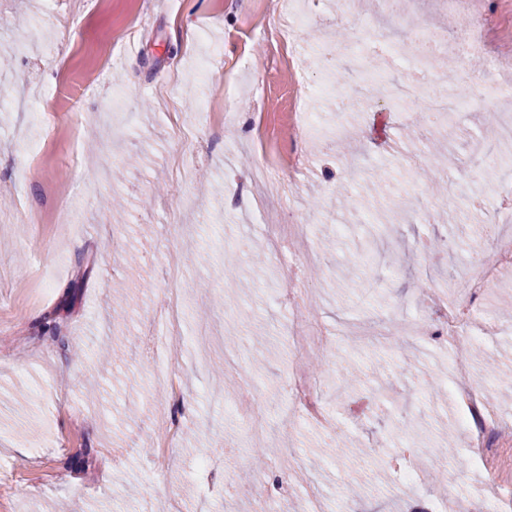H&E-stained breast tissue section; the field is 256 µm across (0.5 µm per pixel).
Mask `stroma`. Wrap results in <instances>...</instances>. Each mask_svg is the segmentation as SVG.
<instances>
[{"mask_svg":"<svg viewBox=\"0 0 512 512\" xmlns=\"http://www.w3.org/2000/svg\"><path fill=\"white\" fill-rule=\"evenodd\" d=\"M297 6L310 26L293 32L288 51L275 36ZM409 11L450 37L476 14L497 17L485 47L512 49V0H475L453 14L442 0H411ZM320 29L336 42L357 24L336 0H0V80L12 91L0 102V474L11 476L0 512H256L249 484L272 442L303 467L299 478L279 470L280 497L294 505L312 494L328 512L347 487L354 512H448L484 482L448 395L454 378L476 385L484 365L460 347L408 337L391 350L355 338L309 353L338 427L326 436L303 418L285 420L294 355L282 292L295 270L328 323L371 332L373 317L413 318L411 298L453 296L469 246L488 247L486 212L466 199L512 184V168L483 172L470 155L481 136L512 156L490 112L459 110L437 88L407 93L410 63L383 65L384 49L372 43L359 55L394 92L348 113L345 148L325 149L337 135V96L363 79L350 74L351 57L322 58ZM205 56L203 75L196 63ZM274 57L293 60V70L272 68ZM297 111L310 124L302 141L288 135ZM437 139L455 156L440 196L425 177ZM179 159L192 180L179 177ZM278 159L292 160L293 186L274 208L281 223L305 225L322 270L300 268V243L271 251L272 207L254 198L251 173ZM374 182L372 206L340 207L341 195ZM112 196L125 201L114 216L100 208ZM443 235L450 256H420L422 242ZM173 258L186 343L177 405L140 340L164 305ZM503 299L512 301V269L480 297L502 330L489 335L477 323L467 339L504 368L512 308H499ZM204 329L212 355L200 366L188 345ZM115 342L120 357L99 363ZM246 378L264 392L259 447L231 408L213 424L212 392L233 399ZM171 418L183 439L156 472L150 451ZM448 427L451 459L435 450ZM395 449L418 479L399 481Z\"/></svg>","mask_w":512,"mask_h":512,"instance_id":"1","label":"stroma"}]
</instances>
